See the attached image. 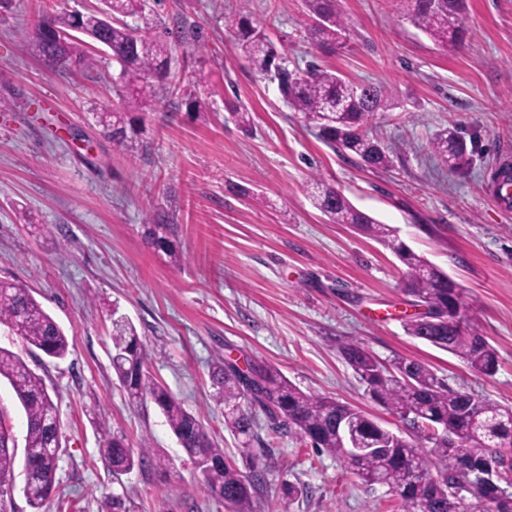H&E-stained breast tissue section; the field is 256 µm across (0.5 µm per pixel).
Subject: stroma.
Segmentation results:
<instances>
[{"label": "stroma", "instance_id": "stroma-1", "mask_svg": "<svg viewBox=\"0 0 512 512\" xmlns=\"http://www.w3.org/2000/svg\"><path fill=\"white\" fill-rule=\"evenodd\" d=\"M43 0H17L0 18V282L19 284L63 328L52 359L0 324V347L42 376L60 428L56 487L45 512H102L119 495L128 512H228L204 489L157 405L129 399L112 370V313L135 324L146 367L201 419L226 453L237 442L211 398L220 359L265 362L304 392L327 395L411 436L371 400L340 347L356 340L382 363H425L455 390L512 406V213L490 183L512 146V0H468L466 38L442 52L395 0H340L347 43L315 49L301 32L304 0H251L249 9L292 64L309 62L387 86L393 105L364 130L391 164L369 170L328 147L259 77L224 29L239 0H146L128 17L167 41L173 61L153 111L124 106L102 78L48 66L27 35ZM205 82H198V74ZM252 113L244 128L225 100ZM124 111L149 148L116 152L94 114ZM455 127L470 163L448 171L430 153ZM320 177L360 210L398 229L415 252L460 285L468 320L498 354L495 375L408 336L412 314L389 249L314 207ZM173 224L183 263L151 245L146 217ZM124 435L143 460L113 475L104 432ZM256 452L269 485L260 512H401L388 487L368 486L336 457L290 431L262 428ZM308 488L288 500L282 481Z\"/></svg>", "mask_w": 512, "mask_h": 512}]
</instances>
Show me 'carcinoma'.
Here are the masks:
<instances>
[{"instance_id": "obj_1", "label": "carcinoma", "mask_w": 512, "mask_h": 512, "mask_svg": "<svg viewBox=\"0 0 512 512\" xmlns=\"http://www.w3.org/2000/svg\"><path fill=\"white\" fill-rule=\"evenodd\" d=\"M249 0L238 11L224 16V28L234 34L236 46L260 77L275 75L278 90L288 107L302 115L318 131L320 139L361 164L385 169L390 157L385 145L363 129L366 114L389 101L385 85L359 83L316 64L299 72L288 61L265 30L251 20ZM400 13L424 32L437 46L453 50L465 38V0H396ZM103 8L87 13H44L35 27V49L40 57L59 69L74 68L87 76L95 71V55L87 41L102 47L120 68L126 89L141 84L142 97L153 93V79L171 63L167 42L139 33L124 18L141 10V0H101ZM311 22L307 37L319 46L342 47L346 26L338 0H307ZM241 126L251 125L250 112L241 103H224ZM97 123L112 139V146L126 154L142 151V129L114 117L103 107ZM431 152L450 171L461 169L468 149L453 127L436 135ZM314 203L334 224H350L362 234L392 250L402 265V291L427 307L424 315L404 322L405 332L463 360L475 373L492 376L498 356L487 338L461 315V289L446 272L406 246L395 228L379 223L356 208L332 185L312 182ZM169 224L145 223V235L167 250L172 263L181 256L170 250L165 234ZM0 298V323L10 325L29 345L53 358L68 353V338L27 288L5 283ZM112 369L129 398L150 397L162 411L167 425L199 472L211 497L231 512H258L267 487V469L257 462L252 443L258 439V417L264 416L277 431L283 427L313 447L348 464L365 484L384 485L402 501L403 512H460L464 497H451L440 480H465L481 470L484 459L504 455L512 448V407L474 398L466 391L448 388L427 365L398 358L382 364L359 342H348L340 352L353 369L370 398L407 421L416 437L398 435L382 427L353 406L329 396L307 394L275 367L254 362L249 373L235 363L223 361L212 369L213 399L224 406L227 426L241 438L238 455L242 464L224 453L201 421L187 412L167 389L150 376L145 367L146 351L135 326L126 317L112 318ZM0 378L11 385L26 417L23 464L27 475L26 496L40 512L56 484L58 423L52 421L55 404L43 378L33 372L16 353L0 348ZM247 400L249 408H240ZM349 426L351 438L373 452L356 459L347 456L338 428ZM102 452L116 475L142 464L123 436L103 432ZM432 444L431 453L420 449V441ZM10 429L0 419V478L12 472L16 452ZM436 473H431V469ZM512 474L501 470L498 477L481 482L472 497L485 512H512Z\"/></svg>"}]
</instances>
